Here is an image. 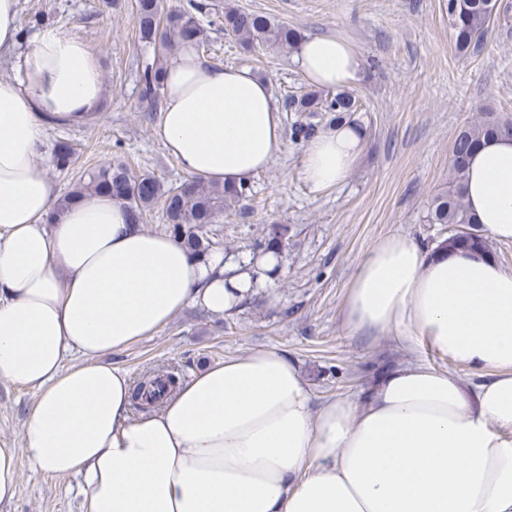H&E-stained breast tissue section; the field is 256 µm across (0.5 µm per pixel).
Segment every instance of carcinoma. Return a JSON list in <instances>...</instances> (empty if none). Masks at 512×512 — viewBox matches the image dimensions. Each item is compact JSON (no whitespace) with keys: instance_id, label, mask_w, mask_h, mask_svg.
Listing matches in <instances>:
<instances>
[{"instance_id":"1","label":"carcinoma","mask_w":512,"mask_h":512,"mask_svg":"<svg viewBox=\"0 0 512 512\" xmlns=\"http://www.w3.org/2000/svg\"><path fill=\"white\" fill-rule=\"evenodd\" d=\"M501 7L500 0H446L448 25L455 38L456 49L465 53L478 48ZM203 8V4L191 2L187 8L171 9L162 23L160 0H136V30L141 41L153 45L155 53L153 62L145 66L142 74L143 97L152 105H157L159 91L163 87L161 75L165 71L171 41L176 38L188 40L197 47L206 43L204 29L194 15ZM219 24L245 49L256 45L296 49L304 39L300 31L284 23H275L261 14L234 7L224 10ZM285 110L300 114L289 128V138L295 144L308 143L327 127L343 123L362 125L357 114L363 111V106L352 92L344 89L336 92L307 91L289 98L285 102ZM314 117L319 121H312ZM498 136L512 137V119L490 110L481 112L477 120L458 131L449 163L448 188L433 198L426 215L427 223L446 224L450 228L448 237L438 241L437 247L460 245L470 249H490L467 208L465 180L471 153L482 141ZM54 160L59 170H73V148L65 142L59 143ZM92 194H106L118 200L141 224L147 213L157 204H162L170 235L183 240L192 255L203 257L214 245L209 237V226L224 211L244 207L251 194V184L247 182L226 188L200 178L187 177L175 187H166L149 172L136 174L124 163H110L83 171L71 189L55 203L54 212L63 211L76 198ZM290 232L286 224L270 225L267 235L257 244V250L262 253L273 250L282 255L288 249Z\"/></svg>"}]
</instances>
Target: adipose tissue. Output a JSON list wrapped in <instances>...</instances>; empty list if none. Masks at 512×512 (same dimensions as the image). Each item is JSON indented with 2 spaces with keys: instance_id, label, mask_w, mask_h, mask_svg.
<instances>
[{
  "instance_id": "adipose-tissue-1",
  "label": "adipose tissue",
  "mask_w": 512,
  "mask_h": 512,
  "mask_svg": "<svg viewBox=\"0 0 512 512\" xmlns=\"http://www.w3.org/2000/svg\"><path fill=\"white\" fill-rule=\"evenodd\" d=\"M306 79L336 90L363 62L344 39L305 38ZM25 76L0 80V377L38 398L25 448L0 447V503L18 457L82 481L87 512H512V272L493 254L389 236L361 260L345 298L356 333L424 338L462 368L396 366L356 396L314 404L299 362L278 349L228 357L132 416L128 372L106 356L153 335L188 304L241 311L258 281L215 250L192 257L105 194L61 214L38 164L46 129L86 121L103 85L88 44L35 32ZM156 136L182 171L227 187L277 155L280 108L246 68L181 44L163 76ZM365 148L342 124L312 138L313 190L344 183ZM466 203L489 239L512 240V137L472 154ZM80 355L64 367L66 354Z\"/></svg>"
}]
</instances>
